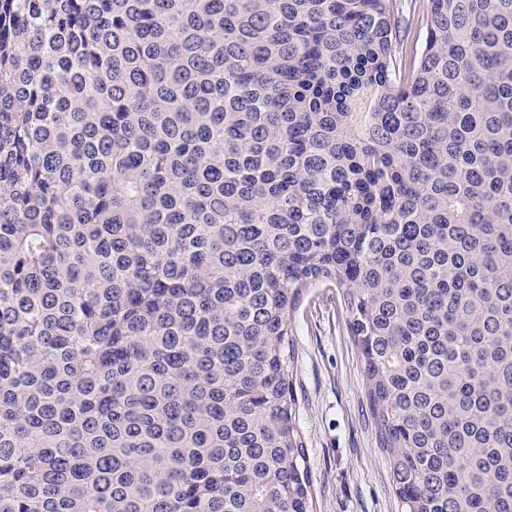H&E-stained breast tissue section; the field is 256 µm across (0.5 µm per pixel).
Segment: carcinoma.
I'll list each match as a JSON object with an SVG mask.
<instances>
[{"mask_svg":"<svg viewBox=\"0 0 512 512\" xmlns=\"http://www.w3.org/2000/svg\"><path fill=\"white\" fill-rule=\"evenodd\" d=\"M320 286L402 512H512V0H0V512H313Z\"/></svg>","mask_w":512,"mask_h":512,"instance_id":"obj_1","label":"carcinoma"}]
</instances>
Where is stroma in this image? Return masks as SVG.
<instances>
[{
  "label": "stroma",
  "mask_w": 512,
  "mask_h": 512,
  "mask_svg": "<svg viewBox=\"0 0 512 512\" xmlns=\"http://www.w3.org/2000/svg\"><path fill=\"white\" fill-rule=\"evenodd\" d=\"M291 324L314 512H400L390 462L370 415L359 351L335 289H312Z\"/></svg>",
  "instance_id": "stroma-1"
}]
</instances>
